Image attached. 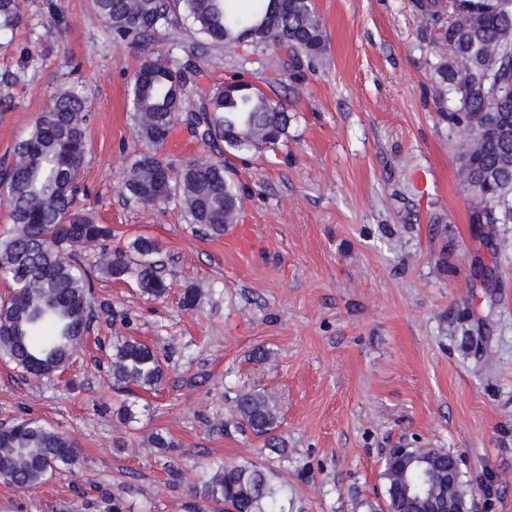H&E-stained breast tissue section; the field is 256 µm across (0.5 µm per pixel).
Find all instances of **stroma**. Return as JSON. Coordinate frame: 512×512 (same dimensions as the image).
<instances>
[{
	"mask_svg": "<svg viewBox=\"0 0 512 512\" xmlns=\"http://www.w3.org/2000/svg\"><path fill=\"white\" fill-rule=\"evenodd\" d=\"M314 4L329 43L296 96L281 49L204 42L185 19L118 41L93 0H17L22 22L0 36V161L53 93L82 91L92 111L77 207L112 225L114 246L156 240L173 287L153 299L98 279L92 328L63 372L36 379L0 361V425L40 419L79 449L36 488L0 482V512H99L104 493L126 512H189L187 482L247 462L284 482L288 512H365L389 450L419 447L459 458L476 512H512V224L470 221L460 134L438 109V31L413 0ZM159 53L192 68L183 111L238 72L287 105L285 143L232 161L250 250L121 188L137 151L129 87ZM212 153L180 125L161 149L176 168ZM477 258L496 260L491 286ZM116 336L165 354L159 386L113 388ZM248 389L274 399L286 455L233 426ZM125 401L135 421L120 419ZM158 430L173 456L148 447ZM172 460L185 484H172Z\"/></svg>",
	"mask_w": 512,
	"mask_h": 512,
	"instance_id": "stroma-1",
	"label": "stroma"
}]
</instances>
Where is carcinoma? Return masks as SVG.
Instances as JSON below:
<instances>
[{"instance_id": "cac0c4a2", "label": "carcinoma", "mask_w": 512, "mask_h": 512, "mask_svg": "<svg viewBox=\"0 0 512 512\" xmlns=\"http://www.w3.org/2000/svg\"><path fill=\"white\" fill-rule=\"evenodd\" d=\"M426 24L437 27L435 72L439 108L459 128V177L471 193L475 224L512 223V0H416ZM190 20L197 34L228 47L247 41L284 47L291 57L292 93L300 94L304 70L315 71L328 44L313 0H255L243 12L235 0H95L96 18L119 38H141ZM20 22L15 0H0V32ZM468 74L460 77V63ZM185 71L168 56L146 59L130 87L133 135L139 151L122 187L144 204L174 201L184 221L207 238L224 235L239 220L242 193L232 168L222 160L195 159L172 168L160 157L181 109ZM90 102L76 90L54 93L47 108L18 139L5 163L0 197L9 207L12 229L0 236V278L12 288L0 304V358L32 376H49L68 365L90 330L93 279L79 259L87 245H99L98 271L116 282L134 281L140 292L165 297L172 284L158 269V244L137 238L125 250L107 252L112 227L76 208L77 178L86 157ZM186 122L219 156L275 149L288 138L287 107L272 100L242 75L208 95L199 113ZM113 384L153 389L164 378L157 350L130 336L112 340ZM234 424L265 439L283 454L276 434V403L265 391L238 393ZM433 462L432 490L450 498L454 512H468L463 475L448 482L453 454L439 448H409L385 459V502L369 512H414L406 499L389 492L419 480L418 458ZM74 443L53 427L20 418L0 434V479L23 488L43 483L60 465L75 462ZM190 494L222 512H285L283 487L256 464L219 466L203 473Z\"/></svg>"}]
</instances>
